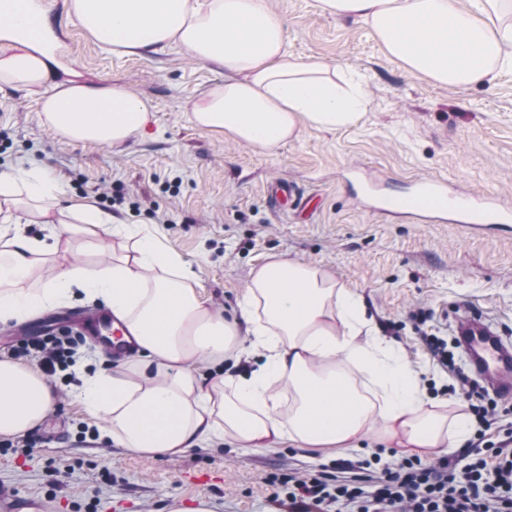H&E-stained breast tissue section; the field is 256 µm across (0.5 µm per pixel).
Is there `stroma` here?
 <instances>
[{"instance_id":"obj_1","label":"stroma","mask_w":512,"mask_h":512,"mask_svg":"<svg viewBox=\"0 0 512 512\" xmlns=\"http://www.w3.org/2000/svg\"><path fill=\"white\" fill-rule=\"evenodd\" d=\"M49 30L71 58L53 72L87 83H118L156 108L150 137L119 147L81 144L41 121L40 97L0 91V169L33 165L54 171L67 196L96 202L99 187L126 197L114 213L156 230L189 262L202 295L233 309L252 271L270 257L330 270L356 290L379 331L426 384H452L433 362L407 316L431 312L428 332L451 339L456 315H489L512 338V223L472 230L441 218L378 212L364 177L380 193L410 192L441 178L474 199L491 193L512 208V71L490 83L448 87L408 70L363 22L321 12L315 0H268L286 20L290 51L363 77L367 106L349 127H305L272 151L197 129L188 107L223 84L221 68L174 47L117 54L81 28L71 0H42ZM289 182L299 197L273 210L267 188ZM72 370L58 373V399L30 451L0 453V483L61 500L60 512H278L274 474L334 472L337 462L381 456L397 469L394 449L242 448L227 441L178 456L149 457L90 439V418L70 395Z\"/></svg>"}]
</instances>
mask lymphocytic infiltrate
I'll return each mask as SVG.
<instances>
[{
  "instance_id": "lymphocytic-infiltrate-1",
  "label": "lymphocytic infiltrate",
  "mask_w": 512,
  "mask_h": 512,
  "mask_svg": "<svg viewBox=\"0 0 512 512\" xmlns=\"http://www.w3.org/2000/svg\"><path fill=\"white\" fill-rule=\"evenodd\" d=\"M80 342V336L61 331L20 339L11 353L52 376L72 363ZM462 395L483 442L463 468L445 459L425 465L413 458L377 476L356 473L351 464L340 476L285 474L270 480L272 502L286 500L288 512H512V453L486 437L500 413L499 402L473 387L463 388Z\"/></svg>"
}]
</instances>
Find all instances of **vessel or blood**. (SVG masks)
Segmentation results:
<instances>
[{"mask_svg": "<svg viewBox=\"0 0 512 512\" xmlns=\"http://www.w3.org/2000/svg\"><path fill=\"white\" fill-rule=\"evenodd\" d=\"M404 203L407 216L449 211L473 229L512 222V210L498 207L493 198L473 203L469 197L450 193L446 184L436 178L419 180ZM63 322L92 339L115 336V343L108 346L114 358H122L136 349L135 342L123 340L122 329L116 328L112 314L105 310L74 308ZM457 334L475 372L490 381L499 393L512 394V342L499 336L492 320L486 316L461 315L457 319ZM60 507L54 498L22 495L11 486L0 485V512H59Z\"/></svg>", "mask_w": 512, "mask_h": 512, "instance_id": "obj_1", "label": "vessel or blood"}]
</instances>
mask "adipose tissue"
Wrapping results in <instances>:
<instances>
[{"label":"adipose tissue","mask_w":512,"mask_h":512,"mask_svg":"<svg viewBox=\"0 0 512 512\" xmlns=\"http://www.w3.org/2000/svg\"><path fill=\"white\" fill-rule=\"evenodd\" d=\"M324 13L370 25L387 52L452 87L489 83L512 67V0H316ZM77 23L105 47L140 54L176 46L224 69V83L190 110L204 131L258 149L358 119L366 88L328 63L288 50L285 22L268 0H72ZM25 14L0 33V89L42 93L44 123L81 143L119 146L147 135L154 106L121 84H49L47 57L25 34ZM0 324L29 320L78 295L103 303L138 343L115 369L82 376L77 398L103 419L99 437L143 455H175L230 439L245 448H353L366 437L410 454L447 453L475 431L466 413L431 411L400 350L377 336L359 294L328 271L272 258L253 273L232 312L209 308L190 264L156 231L64 197L58 177L32 166L0 173ZM39 217L96 250L101 234L128 243L106 264H59L36 288L24 282L56 254L60 236L26 235ZM262 351L250 375L204 372L243 349ZM367 375L362 395L353 372ZM54 405L38 369L0 359V436L36 427Z\"/></svg>","instance_id":"ef3b65f1"}]
</instances>
